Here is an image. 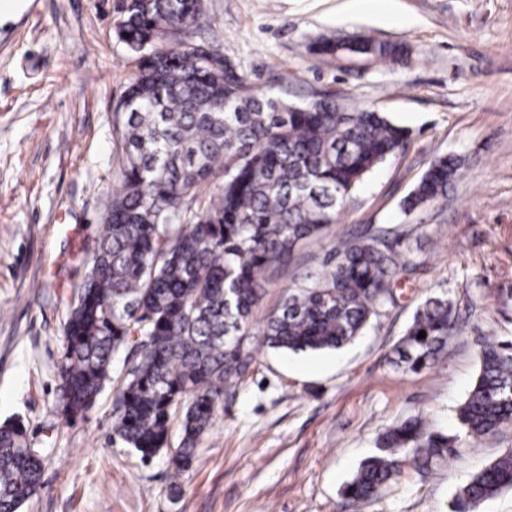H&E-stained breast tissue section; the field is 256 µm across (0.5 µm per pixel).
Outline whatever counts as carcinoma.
Here are the masks:
<instances>
[{"label":"carcinoma","mask_w":512,"mask_h":512,"mask_svg":"<svg viewBox=\"0 0 512 512\" xmlns=\"http://www.w3.org/2000/svg\"><path fill=\"white\" fill-rule=\"evenodd\" d=\"M116 37L138 69L112 112L120 179L86 279L64 330L55 415L75 425L127 352L114 387L113 436L142 458L170 449L173 478L191 468L224 394L258 346L283 352L339 350L394 303L391 283L412 259L386 242L391 231L339 240L316 274L288 288L263 326L253 310L297 244L320 235L376 167L397 157L409 131L383 113L324 97L296 106L255 92L239 66L193 39L206 23L201 0H125ZM377 59L400 43L357 40ZM462 159L436 156L401 209L419 215L448 197ZM216 190L205 193L209 182ZM455 327L452 303L427 299L397 341L404 372L433 367ZM426 337L420 339V332ZM450 434L408 418L387 428L343 488L348 505L375 500L407 466L429 475L474 440L512 422V341L484 344L477 378ZM179 444L169 448L174 421ZM47 454L28 446L23 421L0 424V512H19L41 486ZM512 489V448L474 474L451 512H477Z\"/></svg>","instance_id":"carcinoma-1"}]
</instances>
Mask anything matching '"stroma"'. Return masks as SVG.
<instances>
[{
	"label": "stroma",
	"instance_id": "35a3bbf8",
	"mask_svg": "<svg viewBox=\"0 0 512 512\" xmlns=\"http://www.w3.org/2000/svg\"><path fill=\"white\" fill-rule=\"evenodd\" d=\"M26 3L0 25V423L22 417L49 459L19 512H350L342 488L386 428L416 416L456 431L483 344L512 338V0H203L201 38L254 90L284 75L291 102L330 96L410 134L274 274L255 324L337 238L396 229L415 266L394 284L396 304L344 348H260L176 496L167 452L145 460L114 440L112 389L75 426L54 414L64 326L119 179L112 110L136 57L114 36L121 0ZM324 36L406 53L394 64L324 56ZM438 154L463 160L447 201L405 216L403 199ZM432 296L452 301L457 328L434 367L402 373L392 349ZM509 448L512 422L461 444L430 477L405 469L364 512H449L456 490Z\"/></svg>",
	"mask_w": 512,
	"mask_h": 512
}]
</instances>
